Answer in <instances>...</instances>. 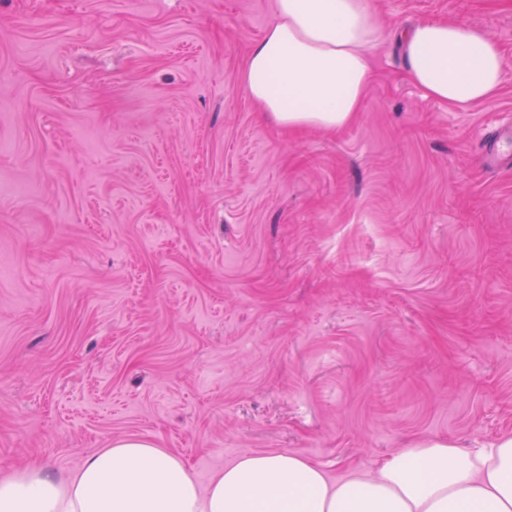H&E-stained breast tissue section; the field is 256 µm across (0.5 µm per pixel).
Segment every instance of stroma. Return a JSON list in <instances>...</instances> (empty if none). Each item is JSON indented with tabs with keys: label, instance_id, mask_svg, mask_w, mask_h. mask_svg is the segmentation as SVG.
I'll list each match as a JSON object with an SVG mask.
<instances>
[{
	"label": "stroma",
	"instance_id": "35a3bbf8",
	"mask_svg": "<svg viewBox=\"0 0 512 512\" xmlns=\"http://www.w3.org/2000/svg\"><path fill=\"white\" fill-rule=\"evenodd\" d=\"M479 26L497 97L425 96L396 42L336 131L236 76L273 0H0V470L137 437L194 479L245 450L332 479L512 435V0H371ZM479 157L489 170H495L505 164H512V127L496 126L488 129L483 136Z\"/></svg>",
	"mask_w": 512,
	"mask_h": 512
}]
</instances>
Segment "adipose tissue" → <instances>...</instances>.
<instances>
[{"label":"adipose tissue","instance_id":"obj_1","mask_svg":"<svg viewBox=\"0 0 512 512\" xmlns=\"http://www.w3.org/2000/svg\"><path fill=\"white\" fill-rule=\"evenodd\" d=\"M392 35L426 96L466 108L498 95L505 58L485 30L423 19L395 32L370 0H274L239 81L278 127L336 130L360 111L374 53ZM0 512H512V437L470 450L423 440L373 475L336 481L302 455L248 450L204 486L181 457L120 439L65 477L39 463L0 471Z\"/></svg>","mask_w":512,"mask_h":512}]
</instances>
